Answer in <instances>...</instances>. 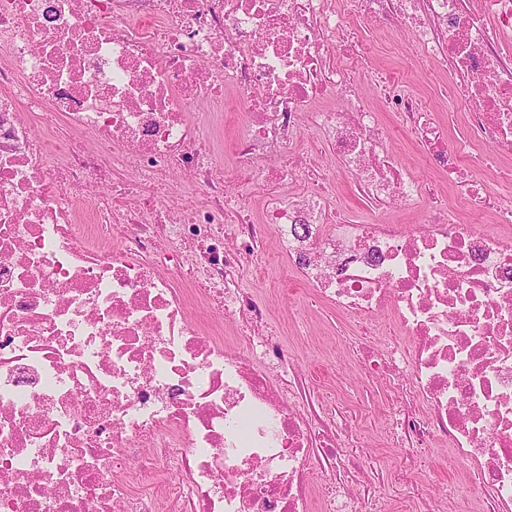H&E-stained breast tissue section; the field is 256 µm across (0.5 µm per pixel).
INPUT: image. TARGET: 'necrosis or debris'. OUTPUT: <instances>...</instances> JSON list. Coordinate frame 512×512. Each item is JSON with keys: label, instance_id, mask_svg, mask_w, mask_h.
I'll list each match as a JSON object with an SVG mask.
<instances>
[{"label": "necrosis or debris", "instance_id": "1", "mask_svg": "<svg viewBox=\"0 0 512 512\" xmlns=\"http://www.w3.org/2000/svg\"><path fill=\"white\" fill-rule=\"evenodd\" d=\"M391 19L472 117L449 140L399 73L369 74L458 210L354 89L366 27ZM230 90L227 166L193 112ZM308 129L333 166L297 149ZM478 141L512 156V0H0V512H375L353 418L333 431L298 406L300 369L241 286L268 225L290 275L372 334L357 358L397 396L406 473L446 442L489 512H512V202ZM340 173L375 219L332 207ZM241 176L274 188L260 215ZM420 203L424 223L385 218Z\"/></svg>", "mask_w": 512, "mask_h": 512}]
</instances>
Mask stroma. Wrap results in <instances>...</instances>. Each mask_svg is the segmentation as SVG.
I'll use <instances>...</instances> for the list:
<instances>
[{
  "label": "stroma",
  "instance_id": "stroma-1",
  "mask_svg": "<svg viewBox=\"0 0 512 512\" xmlns=\"http://www.w3.org/2000/svg\"><path fill=\"white\" fill-rule=\"evenodd\" d=\"M371 37L377 48L372 67L404 71L408 91L431 102L448 126L449 139L461 136L467 115L448 107L444 89L449 73L421 67L413 56L410 35L396 24L374 30ZM242 281L244 288L268 304L271 325L306 376L308 400L333 419L349 410L358 412L356 426L370 452L361 465L379 494L380 512H419L421 503L412 490L395 481L400 451L390 447L384 420L395 397L384 384L367 380L353 355L360 338L358 325L327 306L316 305L307 288L286 276L280 260L272 258L245 271ZM423 463L429 492L450 512H483L472 488L465 485L461 464L447 447L427 449Z\"/></svg>",
  "mask_w": 512,
  "mask_h": 512
}]
</instances>
